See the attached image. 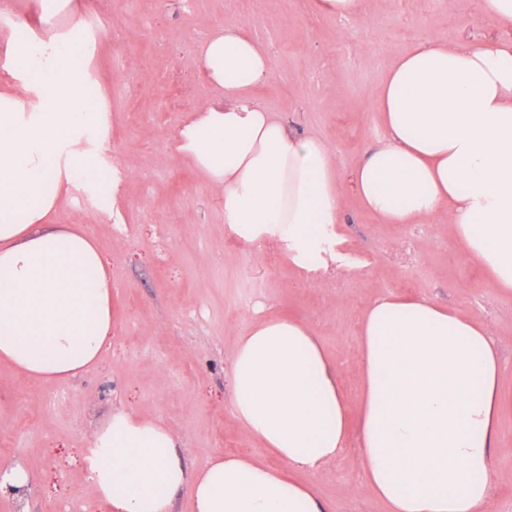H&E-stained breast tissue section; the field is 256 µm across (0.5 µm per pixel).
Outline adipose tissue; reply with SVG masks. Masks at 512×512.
<instances>
[{"label": "adipose tissue", "mask_w": 512, "mask_h": 512, "mask_svg": "<svg viewBox=\"0 0 512 512\" xmlns=\"http://www.w3.org/2000/svg\"><path fill=\"white\" fill-rule=\"evenodd\" d=\"M508 36L419 44L390 68L372 106L384 137L351 183L384 224H444L492 283L512 293V0H482ZM76 0H41L51 37L24 21L0 40L12 83L0 92V362L69 381L112 343V269L92 235L53 218L82 183L114 202L117 181L90 145L108 121L75 60L92 39ZM198 57L216 94L179 127L177 151L224 203V232L249 249L277 245L314 282L342 238L344 188L336 151L256 100L274 77L268 48L244 25L207 35ZM361 394L342 391L313 326L256 317L230 351L233 416L282 461L220 455L192 472L160 422L119 409L89 441L84 462L109 512H172L188 489L194 512H333L315 472L349 444L362 482L387 512H491L500 475L499 418L508 402L489 327L426 298H376L362 315Z\"/></svg>", "instance_id": "1"}]
</instances>
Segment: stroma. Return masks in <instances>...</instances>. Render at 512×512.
Returning a JSON list of instances; mask_svg holds the SVG:
<instances>
[{"instance_id":"1","label":"stroma","mask_w":512,"mask_h":512,"mask_svg":"<svg viewBox=\"0 0 512 512\" xmlns=\"http://www.w3.org/2000/svg\"><path fill=\"white\" fill-rule=\"evenodd\" d=\"M78 2L100 30L87 72L110 114L100 153L119 178L120 205L101 214L95 196L77 186L55 221L83 225L108 258L116 326L99 362L68 382L35 381L0 364V390L11 396L0 415V464L28 475L25 500L0 494V512H107L83 456L116 408L162 421L190 469L220 452L278 466L234 420L228 383L230 350L259 305L315 326L354 399L363 309L382 294L440 301L489 326L512 390V295L465 259L447 225L381 224L346 193L339 250L359 274L336 270L309 283L278 247L257 253L229 243L219 195L174 148L185 114L214 94L197 76L198 44L237 20L272 52L275 76L254 97L330 142L350 171L383 134L369 96L403 51L497 35L480 0H365L351 19L317 15L311 0ZM172 88L183 111L167 106ZM295 477L312 482L335 512H385L360 480L356 446Z\"/></svg>"}]
</instances>
